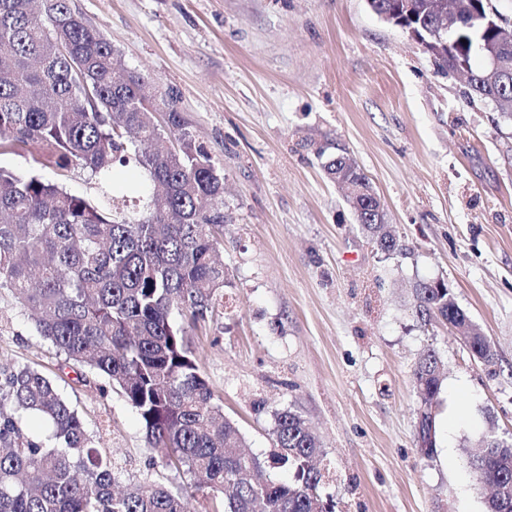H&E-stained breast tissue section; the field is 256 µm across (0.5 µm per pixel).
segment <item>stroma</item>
<instances>
[{"instance_id":"obj_1","label":"stroma","mask_w":512,"mask_h":512,"mask_svg":"<svg viewBox=\"0 0 512 512\" xmlns=\"http://www.w3.org/2000/svg\"><path fill=\"white\" fill-rule=\"evenodd\" d=\"M153 98L172 94L224 170L218 250L229 272L205 322L177 318L252 453L276 412L318 435L321 494L336 512H484L467 459L512 437V122L468 103L464 76L365 0H73ZM344 145L384 202L405 255L378 251L315 149ZM444 280L494 344L474 360L458 330L415 313L413 284ZM443 364L433 458L416 443L413 370ZM27 312L0 294V373L54 378L119 484L185 474L149 467L135 412L103 380L60 370Z\"/></svg>"}]
</instances>
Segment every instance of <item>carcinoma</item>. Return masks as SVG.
Returning <instances> with one entry per match:
<instances>
[{"mask_svg":"<svg viewBox=\"0 0 512 512\" xmlns=\"http://www.w3.org/2000/svg\"><path fill=\"white\" fill-rule=\"evenodd\" d=\"M0 0V151L39 144L56 168L80 167L103 188L95 203L59 178H19L0 167V291L34 313L38 336L87 374L105 378L136 412L152 456L190 475L181 491L155 482L117 492L111 461L94 446L77 408L54 381L30 367L0 383V512H188L194 489L222 495L220 512H335L319 493L315 461L321 443L302 416L276 414L274 465L292 475L273 480L269 465L244 450L238 426L224 416L202 376L178 314L197 325L224 292L227 272L217 254L224 224V171L187 128L173 101L142 92L110 42L90 27L71 0ZM432 0H368L376 14L399 11L401 27L435 28ZM455 40L434 60L441 71H468L469 102L496 100L512 120V79L488 58L512 65V29L481 12L482 0H452ZM323 168L343 172L357 188L347 198L353 219L378 250L403 245L380 233L387 212L364 172L343 153H326ZM416 313L452 327L468 314L445 282L414 286ZM440 357L429 350L413 370L422 404L437 403ZM35 417L51 428L48 447L22 434ZM512 457L486 436L470 457L477 480L505 489L485 512H512Z\"/></svg>","mask_w":512,"mask_h":512,"instance_id":"cac0c4a2","label":"carcinoma"}]
</instances>
